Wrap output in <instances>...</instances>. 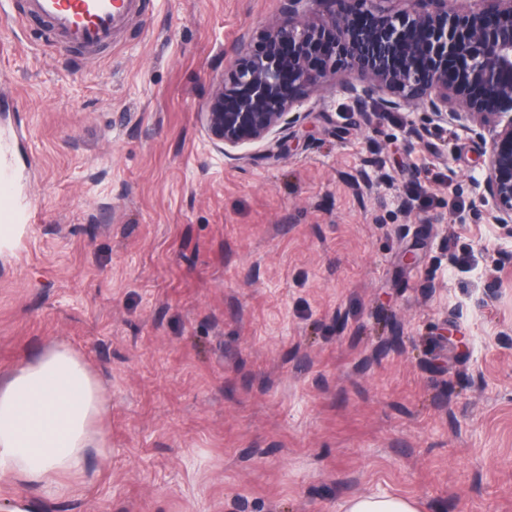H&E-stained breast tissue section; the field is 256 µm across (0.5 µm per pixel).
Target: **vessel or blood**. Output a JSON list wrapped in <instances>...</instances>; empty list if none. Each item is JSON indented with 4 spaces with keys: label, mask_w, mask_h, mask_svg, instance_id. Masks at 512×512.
I'll return each mask as SVG.
<instances>
[{
    "label": "vessel or blood",
    "mask_w": 512,
    "mask_h": 512,
    "mask_svg": "<svg viewBox=\"0 0 512 512\" xmlns=\"http://www.w3.org/2000/svg\"><path fill=\"white\" fill-rule=\"evenodd\" d=\"M139 0H0V18L42 21L52 38L87 54L111 47L114 32Z\"/></svg>",
    "instance_id": "1"
}]
</instances>
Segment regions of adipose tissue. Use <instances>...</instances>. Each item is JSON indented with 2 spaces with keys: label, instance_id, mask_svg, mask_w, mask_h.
Masks as SVG:
<instances>
[{
  "label": "adipose tissue",
  "instance_id": "ef3b65f1",
  "mask_svg": "<svg viewBox=\"0 0 512 512\" xmlns=\"http://www.w3.org/2000/svg\"><path fill=\"white\" fill-rule=\"evenodd\" d=\"M97 377L67 346L0 370V483L22 482L63 497L65 475L108 445Z\"/></svg>",
  "mask_w": 512,
  "mask_h": 512
}]
</instances>
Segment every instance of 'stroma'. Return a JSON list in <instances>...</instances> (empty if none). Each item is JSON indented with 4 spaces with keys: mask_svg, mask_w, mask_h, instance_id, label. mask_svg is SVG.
<instances>
[{
    "mask_svg": "<svg viewBox=\"0 0 512 512\" xmlns=\"http://www.w3.org/2000/svg\"><path fill=\"white\" fill-rule=\"evenodd\" d=\"M278 7L148 0L95 57L0 25V140L36 217L0 246V366L66 343L102 382L110 445L69 497H0L512 512V224L471 189L477 146L450 125L414 138L404 109L346 125L325 91L287 151L213 150L212 80ZM345 512H419L416 501L406 497L363 495L351 499Z\"/></svg>",
    "mask_w": 512,
    "mask_h": 512,
    "instance_id": "1",
    "label": "stroma"
}]
</instances>
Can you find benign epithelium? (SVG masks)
Returning <instances> with one entry per match:
<instances>
[{
    "label": "benign epithelium",
    "mask_w": 512,
    "mask_h": 512,
    "mask_svg": "<svg viewBox=\"0 0 512 512\" xmlns=\"http://www.w3.org/2000/svg\"><path fill=\"white\" fill-rule=\"evenodd\" d=\"M280 0L278 15L240 43L210 88L199 121L226 157L265 160L304 137V107L328 89L349 100L348 124L411 107L428 124L476 138L482 179L473 189L491 202L496 224H512V0H476L464 13L450 0ZM268 144L274 149L260 151Z\"/></svg>",
    "instance_id": "7a95c632"
}]
</instances>
